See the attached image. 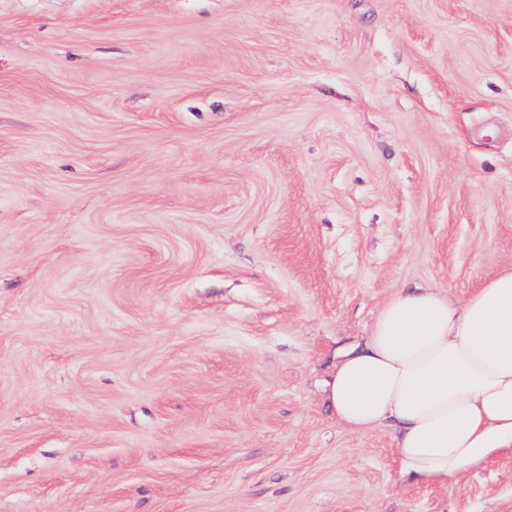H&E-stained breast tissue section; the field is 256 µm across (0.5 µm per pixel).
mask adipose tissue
I'll list each match as a JSON object with an SVG mask.
<instances>
[{"label": "adipose tissue", "mask_w": 512, "mask_h": 512, "mask_svg": "<svg viewBox=\"0 0 512 512\" xmlns=\"http://www.w3.org/2000/svg\"><path fill=\"white\" fill-rule=\"evenodd\" d=\"M327 395L344 427L394 433L408 477L445 484L512 448V268L459 306L431 288L393 296Z\"/></svg>", "instance_id": "obj_1"}]
</instances>
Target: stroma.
I'll use <instances>...</instances> for the list:
<instances>
[{"instance_id":"1","label":"stroma","mask_w":512,"mask_h":512,"mask_svg":"<svg viewBox=\"0 0 512 512\" xmlns=\"http://www.w3.org/2000/svg\"><path fill=\"white\" fill-rule=\"evenodd\" d=\"M512 267V0H0V512H512L325 383Z\"/></svg>"}]
</instances>
